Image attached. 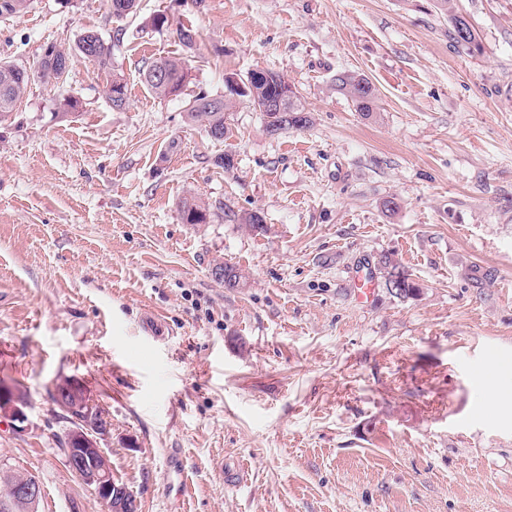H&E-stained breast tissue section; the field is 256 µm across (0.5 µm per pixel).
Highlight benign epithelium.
<instances>
[{
  "mask_svg": "<svg viewBox=\"0 0 512 512\" xmlns=\"http://www.w3.org/2000/svg\"><path fill=\"white\" fill-rule=\"evenodd\" d=\"M262 76L257 70L243 80L236 74L224 75V85L235 92L248 90L254 79ZM69 388L74 392H83L88 410L99 405L96 394L80 377L66 376ZM27 404L18 399V390L14 387H0V418L12 424H23L27 420ZM65 462L87 486L91 487L104 504L106 512H138V503L130 491L112 480L109 460L101 447L100 439L93 430L91 422L84 428H70L65 433ZM0 480L8 483L14 491L11 504L19 512H30L42 495L40 482L27 473L5 470Z\"/></svg>",
  "mask_w": 512,
  "mask_h": 512,
  "instance_id": "1",
  "label": "benign epithelium"
}]
</instances>
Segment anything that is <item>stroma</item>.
<instances>
[{
  "label": "stroma",
  "mask_w": 512,
  "mask_h": 512,
  "mask_svg": "<svg viewBox=\"0 0 512 512\" xmlns=\"http://www.w3.org/2000/svg\"><path fill=\"white\" fill-rule=\"evenodd\" d=\"M455 4L482 53L454 46L434 0H138L123 19L32 0L0 21L2 61L70 52L64 86L32 80L0 120V379L28 396L20 428L0 420V460L38 478L39 512H104L65 463V375L96 393L139 512H512V0ZM87 31L112 45L125 109L77 50ZM168 55L189 77L159 98L140 72ZM256 69L283 73L312 125L268 134L244 102L224 141L189 122L195 95ZM342 71L376 86L372 117ZM191 195L208 223L183 222ZM382 253L420 295L357 300ZM336 88L350 98L355 111L369 118L378 109V90L373 83L360 75L340 73L336 75Z\"/></svg>",
  "instance_id": "1"
}]
</instances>
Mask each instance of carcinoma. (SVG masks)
I'll return each mask as SVG.
<instances>
[{
    "mask_svg": "<svg viewBox=\"0 0 512 512\" xmlns=\"http://www.w3.org/2000/svg\"><path fill=\"white\" fill-rule=\"evenodd\" d=\"M31 0H0V19H6L25 11ZM437 8L448 15L451 36L457 47L468 54L482 52V44L472 25L460 16L454 7V0H436ZM79 51L94 63L100 71L112 72V79L107 92L122 95L120 107L127 103L126 83L121 74L113 71L112 46L98 34L86 32L78 41ZM70 54L62 48L50 45L46 48L39 62L36 73L17 64L0 61V117L7 116L22 98L32 77L37 76L47 82L63 79L69 68ZM145 86L158 97L178 95L182 92L188 76L186 61L181 57H160L150 62L142 71ZM284 75L277 74L271 79H258L245 93L237 94L253 109L261 113L265 128H274L279 132L290 129H303L312 124L311 112L307 111L291 86L288 91V111L268 112L264 110L265 102L279 96L278 89L283 87ZM336 88L350 98L355 111L369 118L378 109V90L373 83L360 75L340 73L336 75ZM235 106L233 99L212 96L205 93L196 95L189 103L187 118L204 128H214L221 136L228 137L230 130L225 123L224 113ZM182 219L186 224H205L210 216V207L192 196L182 202ZM224 216L230 221L247 224L254 230L263 229L262 217L255 213L238 214L229 209ZM227 279L224 287L238 288L244 284L245 276L241 270L230 263H220ZM374 269L379 274L386 289L393 296L401 299L415 298L421 291V285L412 278L405 267L389 253H382L376 258Z\"/></svg>",
    "mask_w": 512,
    "mask_h": 512,
    "instance_id": "cac0c4a2",
    "label": "carcinoma"
}]
</instances>
